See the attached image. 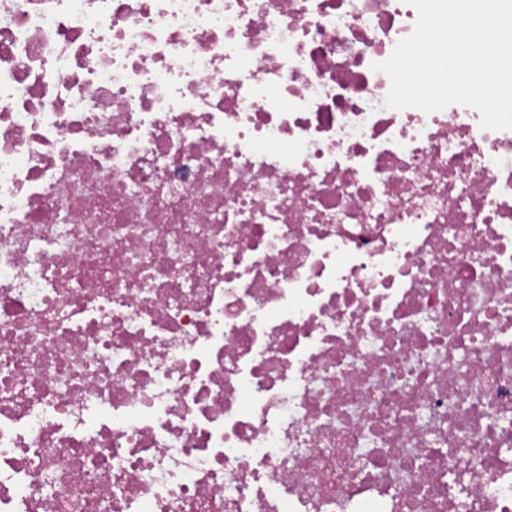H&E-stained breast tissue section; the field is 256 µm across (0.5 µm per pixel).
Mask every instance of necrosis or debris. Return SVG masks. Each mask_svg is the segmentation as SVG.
<instances>
[{
	"instance_id": "4bbe7bcc",
	"label": "necrosis or debris",
	"mask_w": 512,
	"mask_h": 512,
	"mask_svg": "<svg viewBox=\"0 0 512 512\" xmlns=\"http://www.w3.org/2000/svg\"><path fill=\"white\" fill-rule=\"evenodd\" d=\"M406 0H0V512H512V130L385 106Z\"/></svg>"
}]
</instances>
